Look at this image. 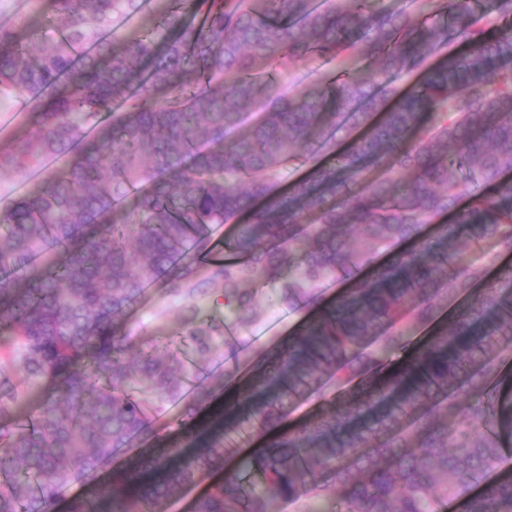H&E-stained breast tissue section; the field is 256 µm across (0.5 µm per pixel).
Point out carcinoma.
Masks as SVG:
<instances>
[{
  "label": "carcinoma",
  "instance_id": "1",
  "mask_svg": "<svg viewBox=\"0 0 512 512\" xmlns=\"http://www.w3.org/2000/svg\"><path fill=\"white\" fill-rule=\"evenodd\" d=\"M142 11L52 0L50 45L0 26V96L39 116L0 169L72 155L0 210V348L23 375L0 372V512H54L73 482L91 491L67 512H165L222 470L224 439L186 446L223 382L186 389L225 320H259L261 284L314 318L243 393L266 391L234 431L274 437L193 512H322L332 486L339 512H512V475L489 480L512 448V267L477 290L464 251H512V0L494 14L483 0H160L148 26H114ZM309 58L336 61V78L279 94ZM294 162L307 173L286 191ZM224 224L237 225L229 256L210 262ZM159 281L184 301L191 366L152 347L128 357L124 319ZM328 281L346 285L329 302ZM210 284L224 319L203 322L195 299ZM326 376L336 405L281 430ZM44 383L35 415L17 414ZM168 401L184 402L181 442L142 454L119 489L100 482Z\"/></svg>",
  "mask_w": 512,
  "mask_h": 512
}]
</instances>
